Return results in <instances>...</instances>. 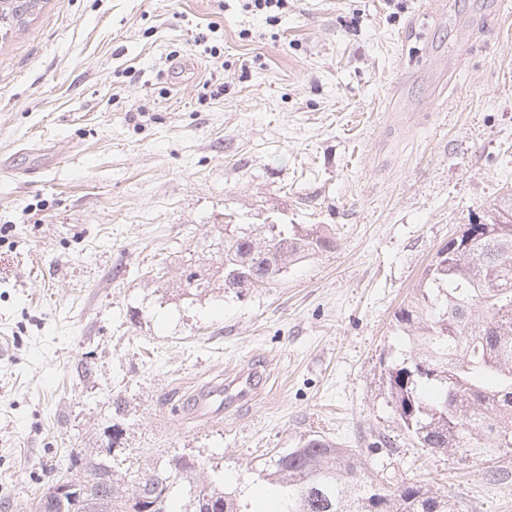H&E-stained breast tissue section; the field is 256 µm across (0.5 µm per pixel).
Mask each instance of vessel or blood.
<instances>
[{
  "mask_svg": "<svg viewBox=\"0 0 512 512\" xmlns=\"http://www.w3.org/2000/svg\"><path fill=\"white\" fill-rule=\"evenodd\" d=\"M262 384L263 377L255 369L233 370L223 382L206 385L197 392L194 410L207 416L223 415L225 410L253 400Z\"/></svg>",
  "mask_w": 512,
  "mask_h": 512,
  "instance_id": "1",
  "label": "vessel or blood"
}]
</instances>
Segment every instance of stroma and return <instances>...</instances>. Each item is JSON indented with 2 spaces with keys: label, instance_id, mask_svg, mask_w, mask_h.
Returning <instances> with one entry per match:
<instances>
[{
  "label": "stroma",
  "instance_id": "35a3bbf8",
  "mask_svg": "<svg viewBox=\"0 0 512 512\" xmlns=\"http://www.w3.org/2000/svg\"><path fill=\"white\" fill-rule=\"evenodd\" d=\"M246 2L45 0L0 44V512H34L72 455L126 487L182 455L254 507L262 462L313 433L388 490L512 512V455L415 447L382 379L436 251L512 195V6ZM227 222L336 246L239 295L186 288ZM257 363L250 404L195 415Z\"/></svg>",
  "mask_w": 512,
  "mask_h": 512
}]
</instances>
